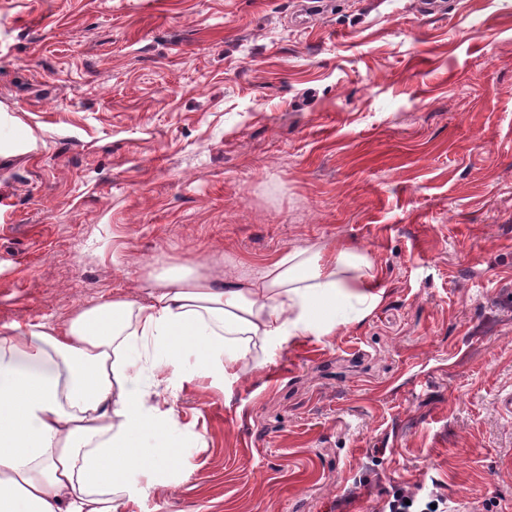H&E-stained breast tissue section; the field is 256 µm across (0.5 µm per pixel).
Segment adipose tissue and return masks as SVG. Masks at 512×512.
Wrapping results in <instances>:
<instances>
[{"instance_id": "ef3b65f1", "label": "adipose tissue", "mask_w": 512, "mask_h": 512, "mask_svg": "<svg viewBox=\"0 0 512 512\" xmlns=\"http://www.w3.org/2000/svg\"><path fill=\"white\" fill-rule=\"evenodd\" d=\"M383 294L360 248L308 244L224 280L178 260L65 324L12 325L0 336V512H129V474L153 489L177 466L171 386L187 357L235 380L259 367L256 352L335 335Z\"/></svg>"}]
</instances>
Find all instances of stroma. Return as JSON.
Wrapping results in <instances>:
<instances>
[{"label": "stroma", "instance_id": "stroma-1", "mask_svg": "<svg viewBox=\"0 0 512 512\" xmlns=\"http://www.w3.org/2000/svg\"><path fill=\"white\" fill-rule=\"evenodd\" d=\"M0 141V327L183 257L382 275L336 335L186 367L206 443L131 512H512V0H0Z\"/></svg>", "mask_w": 512, "mask_h": 512}]
</instances>
